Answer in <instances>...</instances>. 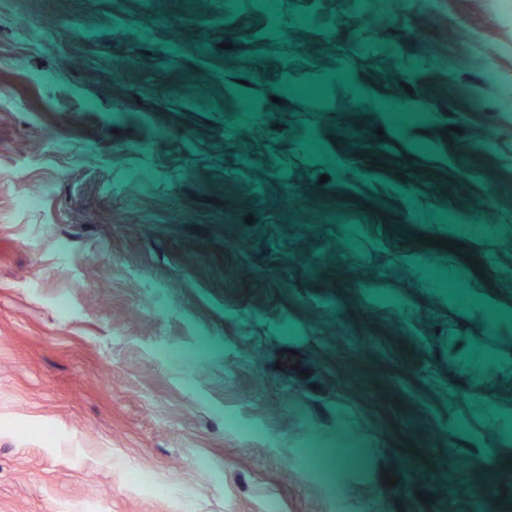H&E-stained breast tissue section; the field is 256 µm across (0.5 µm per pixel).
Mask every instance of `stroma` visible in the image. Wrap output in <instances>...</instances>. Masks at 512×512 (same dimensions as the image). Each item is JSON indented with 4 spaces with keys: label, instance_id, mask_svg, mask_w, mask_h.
I'll return each instance as SVG.
<instances>
[{
    "label": "stroma",
    "instance_id": "obj_1",
    "mask_svg": "<svg viewBox=\"0 0 512 512\" xmlns=\"http://www.w3.org/2000/svg\"><path fill=\"white\" fill-rule=\"evenodd\" d=\"M256 2L0 0V512H512V478L469 486L512 335L425 242L463 224L512 278V101L484 78L512 14L282 0L310 18L279 41ZM313 442L363 463L317 474Z\"/></svg>",
    "mask_w": 512,
    "mask_h": 512
}]
</instances>
